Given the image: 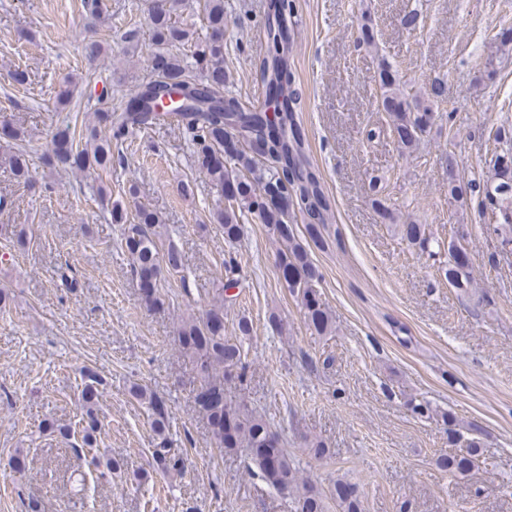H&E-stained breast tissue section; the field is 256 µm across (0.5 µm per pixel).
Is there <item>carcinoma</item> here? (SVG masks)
Listing matches in <instances>:
<instances>
[{"label": "carcinoma", "instance_id": "cac0c4a2", "mask_svg": "<svg viewBox=\"0 0 512 512\" xmlns=\"http://www.w3.org/2000/svg\"><path fill=\"white\" fill-rule=\"evenodd\" d=\"M186 7V0H151L152 79L130 95L123 112L99 107L82 131L71 120L56 126L49 161L95 181L101 172L112 169V140H124L130 129L160 121L185 129L195 167L219 198H224L227 191L232 193L233 202L212 215L224 240L235 243L240 239L241 217L246 213L266 225L277 243V275L282 286L300 302L308 330L318 336H331L336 326L331 310L313 288L322 274L310 256V246H327L323 231L332 223L334 213L322 173L310 157L307 131L299 118L302 95L296 86L291 56L295 0H268L262 22L266 49L254 62L257 79L275 95L269 101L272 120L264 109L225 93L230 73L224 67V29L228 23L224 0H204L202 38L176 22V15ZM195 64L201 66L199 77L193 75ZM379 80L380 106L389 116L394 140L401 151L410 154L433 123V111L425 99L448 100V83L435 79L422 96L401 84L392 67L384 62L380 64ZM174 89L183 95L181 106L158 111V104ZM0 137L14 144L0 158L18 181L31 183L32 163L24 132L3 122ZM478 188L491 211L495 231L511 234L508 241L512 243L511 137L503 139L502 148ZM471 190L472 184L462 183L453 160H448L450 195L464 203ZM373 204L383 220L398 225L400 238L407 245L426 248L429 240L424 225L396 213L380 199L373 200ZM295 212L307 219L302 237L297 225L290 221ZM110 215L113 223L127 225L124 245L130 272L138 282L142 301L154 309L161 304L162 277H174L184 271L182 252L171 242L163 243L164 220L158 212L139 206L131 215L116 203ZM467 237L466 225H459L448 241V264L442 267L448 285L461 294L476 287L471 263L460 261V255L468 252ZM224 269L229 278L211 307L183 320L178 328L181 352L193 362L199 381L195 405L207 421L215 447L226 453H244L250 471L259 474L268 486L293 497L295 512H326L321 493L302 476L294 457L281 446L278 432L246 404L233 403L224 396V381L245 375L243 339L251 336V324L244 317L238 320L236 334H225L224 305L233 296L224 292L235 287L236 281L230 277L234 273L232 264H224ZM221 370L222 378L218 376ZM81 374L83 444L88 445L102 427L98 413L101 378L90 366L83 367ZM129 393L145 404L151 415V426L160 439L153 451L159 464L166 472L181 474L183 458L168 447L169 414L165 401L138 383L130 386ZM453 422L451 414L444 419L448 443L455 451L440 456L436 464L445 472L464 474L477 465L481 441L470 438L460 445L461 435L453 428ZM332 495L341 512H363L361 496L349 480L336 479Z\"/></svg>", "mask_w": 512, "mask_h": 512}]
</instances>
